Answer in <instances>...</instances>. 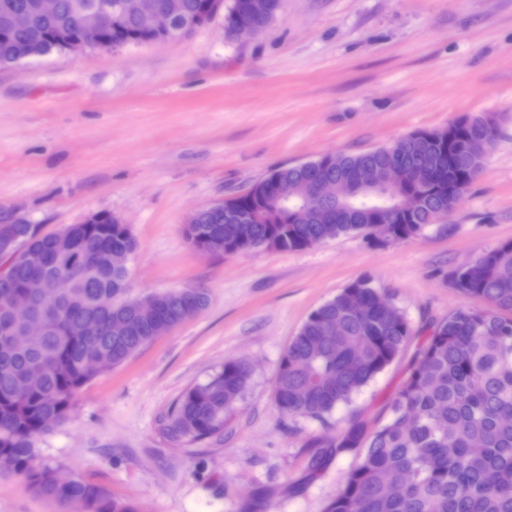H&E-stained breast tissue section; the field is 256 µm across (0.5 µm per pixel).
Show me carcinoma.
Masks as SVG:
<instances>
[{
  "instance_id": "obj_1",
  "label": "carcinoma",
  "mask_w": 512,
  "mask_h": 512,
  "mask_svg": "<svg viewBox=\"0 0 512 512\" xmlns=\"http://www.w3.org/2000/svg\"><path fill=\"white\" fill-rule=\"evenodd\" d=\"M38 0H0V68L59 50L55 38L80 31V15L103 3L119 0H60L50 17L35 15ZM186 16L216 17L246 23L264 31L275 19L279 0L263 17L252 16L247 0H149ZM34 15L27 28L13 25L16 13ZM111 39L126 45L153 43L134 19L118 20ZM467 126L416 130L394 144L357 154H335L292 166H281L253 183L242 194L225 199L221 207L203 208L197 224L184 232L187 242L206 254L246 252L282 242L296 251L352 232L370 235L377 217H388L394 201L358 196L349 201H320L312 195L317 177L355 181L370 167L384 169L401 157L414 173L410 187L421 194V214L403 224H391L394 240L405 241L426 227L447 228L448 183H457L472 161L448 153L467 134L497 136L494 118L463 115ZM275 180L294 187V194L275 201ZM265 210L268 222L248 224L251 214ZM16 239L0 241V472L21 477L38 496L67 512H136L128 502L80 477L59 487L52 467L35 450L38 437L70 421L78 392L108 365L118 366L153 340L150 330L159 319L177 327L207 304L206 294L187 287L164 295H148L154 307L144 310L141 299H125L127 270L113 268L107 257L114 250L135 251L137 241L128 225L116 224L112 214L99 213L94 224H78L70 235L40 236L25 220ZM25 253L44 262L27 265ZM64 274L71 288L51 305L45 335L15 346L10 333L18 323L9 306L32 296L26 287L35 276ZM452 286L480 308H462L431 326L416 362L393 398L386 421L367 431L361 415L351 416L336 434L317 436L306 444L321 452L310 460L314 472L334 454L359 449L344 485L325 512H512V241L485 256L466 261L449 273ZM373 288L358 280L315 309L284 350L273 396L291 416L324 423L336 407L348 403L384 371L413 336L403 311L394 303L379 308ZM102 293L113 297L102 310ZM94 319L101 334L87 342L69 330L72 323ZM338 323L336 334L326 332ZM101 366L90 369L89 357ZM251 370L234 360L206 381L190 387L168 413L163 435L176 445L220 436L224 420L244 396ZM403 473L401 492L391 489V477Z\"/></svg>"
}]
</instances>
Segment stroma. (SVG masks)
<instances>
[{
    "mask_svg": "<svg viewBox=\"0 0 512 512\" xmlns=\"http://www.w3.org/2000/svg\"><path fill=\"white\" fill-rule=\"evenodd\" d=\"M463 114L496 141L448 219L401 242L347 234L300 251L204 254L189 213L270 170L387 146ZM0 205L47 233L104 211L138 247L128 296L204 289L206 307L95 376L40 458L138 512H324L354 453L309 469L318 423L283 413L281 355L313 310L368 280L406 315L404 352L329 418L387 417L430 323L468 306L448 272L512 240V0H281L257 36L224 20L155 45L54 52L0 68ZM252 368L222 437L171 445L161 423L225 359ZM0 512H59L0 474Z\"/></svg>",
    "mask_w": 512,
    "mask_h": 512,
    "instance_id": "obj_1",
    "label": "stroma"
}]
</instances>
